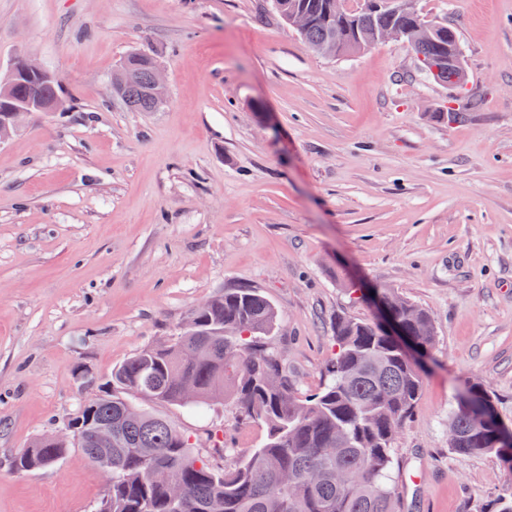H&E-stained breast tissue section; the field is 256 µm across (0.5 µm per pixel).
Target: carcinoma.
Instances as JSON below:
<instances>
[{
  "label": "carcinoma",
  "mask_w": 512,
  "mask_h": 512,
  "mask_svg": "<svg viewBox=\"0 0 512 512\" xmlns=\"http://www.w3.org/2000/svg\"><path fill=\"white\" fill-rule=\"evenodd\" d=\"M388 0L376 12L346 9L339 20L336 0H275L281 16L309 17L300 37L313 52L325 45L334 55L356 54L379 44L380 29L425 22L415 12ZM459 42L446 27L419 50L425 58L450 53ZM143 74L124 90V104L134 112H156L151 93L154 56L128 57ZM375 295L386 305L402 335L411 338L410 355L377 320L342 315L333 332L336 353L326 378L313 393L301 394L265 341L277 321L273 304L254 288H231L190 315L193 327L170 343L136 351L112 370L100 388L95 408H78L66 419L77 425L80 450L111 474L95 512H398L392 474L397 464V433L412 415L423 383V369L435 344L427 311L393 288ZM194 385L185 395L182 379ZM146 403L128 409L130 396ZM229 400L237 425L261 424L265 440L222 467L194 452V443L148 405L200 408ZM112 426V443L100 444L98 426ZM448 447L461 455L512 456L500 436L506 430L465 402L449 415ZM71 451L42 435L14 458L16 470L51 467ZM169 473L183 486L177 499L158 481L155 470Z\"/></svg>",
  "instance_id": "cac0c4a2"
}]
</instances>
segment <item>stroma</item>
Segmentation results:
<instances>
[{
	"label": "stroma",
	"mask_w": 512,
	"mask_h": 512,
	"mask_svg": "<svg viewBox=\"0 0 512 512\" xmlns=\"http://www.w3.org/2000/svg\"><path fill=\"white\" fill-rule=\"evenodd\" d=\"M453 26L480 107L439 120L448 91L391 42L324 57L272 0H0V76L27 57L61 107L0 143V512H94L107 479L71 450L18 473L16 452L87 387L178 336L227 288L277 309L272 350L301 392L335 353L338 314L374 315L352 280L426 309L436 344L395 441L399 512H485L512 497L496 455L448 447L466 388L512 428V0H416ZM153 51L167 101L132 112L112 73ZM160 414L215 465L266 429L219 404Z\"/></svg>",
	"instance_id": "obj_1"
}]
</instances>
